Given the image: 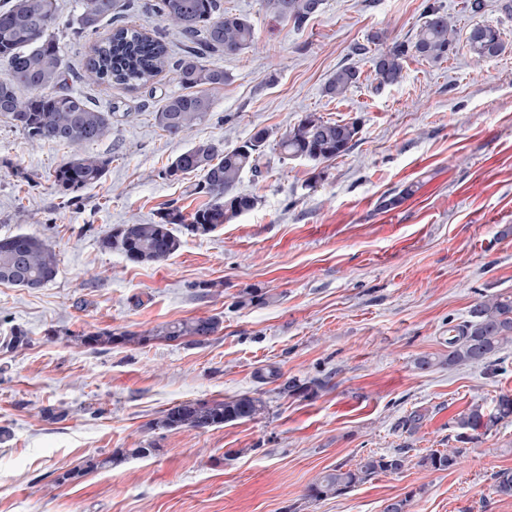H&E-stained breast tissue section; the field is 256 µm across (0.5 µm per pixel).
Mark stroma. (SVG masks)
Segmentation results:
<instances>
[{
    "mask_svg": "<svg viewBox=\"0 0 512 512\" xmlns=\"http://www.w3.org/2000/svg\"><path fill=\"white\" fill-rule=\"evenodd\" d=\"M222 2L251 19L258 43L207 57L229 79L212 92L211 116L173 138L154 120L181 90L173 68L135 89L81 82L95 39L72 34L78 0H57L69 87L112 115L111 134L85 148L112 160L98 184L61 194L52 173L69 148L30 141L0 116V237L38 234L60 258L40 290L0 284V336L19 327L29 338L0 350V512H382L405 496L409 512H512V499L491 489L492 475L512 468V418L466 444L452 423L471 404L490 411L512 394V342L489 367L447 362L449 327L484 297L512 295V15L503 0H483L475 14L463 0H324L298 27L274 21L260 0ZM430 3L447 12L456 53L408 58L400 82L378 87L368 34L412 40ZM117 20L163 38L171 60L182 56L178 34L144 0H117L100 34ZM476 23L502 32L492 62L476 63L465 44ZM342 66L360 80L336 100L323 88ZM310 112L358 123L347 154L243 172L237 189L255 207L210 235L183 234L165 263L100 249L119 225L206 202L199 175H162L191 145L230 150L265 129L272 150ZM198 317L220 321L208 341L159 338ZM102 330L136 339L81 344ZM423 357L429 369L418 368ZM292 378L316 381L314 394L281 393ZM245 393L266 401L261 418L150 427L177 403ZM414 412L421 426L406 430ZM147 443L154 454L132 455ZM458 446L455 470L419 464ZM399 450L400 473L307 498L326 471ZM90 460L98 466L88 471Z\"/></svg>",
    "mask_w": 512,
    "mask_h": 512,
    "instance_id": "35a3bbf8",
    "label": "stroma"
}]
</instances>
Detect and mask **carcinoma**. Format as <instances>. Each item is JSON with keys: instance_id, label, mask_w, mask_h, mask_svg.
Returning <instances> with one entry per match:
<instances>
[{"instance_id": "cac0c4a2", "label": "carcinoma", "mask_w": 512, "mask_h": 512, "mask_svg": "<svg viewBox=\"0 0 512 512\" xmlns=\"http://www.w3.org/2000/svg\"><path fill=\"white\" fill-rule=\"evenodd\" d=\"M265 12L277 21L300 26L319 12L323 0H261ZM187 43V50L176 62L180 94L166 98L155 113L158 126L173 137L188 134L210 114L213 99L210 90L228 80L220 69L207 67L204 57L221 52L236 55L255 43V28L241 14L224 11L221 0H156L146 3ZM116 0H79V13L72 34L81 37L97 32L101 23L112 17ZM57 0H12L0 10V57L7 60L9 72L0 77V115L34 142L53 141L75 152L52 174L63 194L95 185L104 177L111 159L81 152V148L106 137L112 131L109 113L91 106L68 87V70L59 40L51 31L57 12ZM367 40L377 46L371 64L379 86H390L402 78L403 64L410 56L431 63L448 59L455 48L453 28L448 14L429 5L415 40L398 41L384 30L370 33ZM466 45L480 62H490L504 51L499 29L475 24L466 32ZM169 61L167 44L141 28L121 25L96 42L80 73L88 84H117L125 87L146 85L163 72ZM359 81V71L341 67L328 79L324 92L340 99ZM354 122H333L309 113L280 137L277 147L282 159L304 158L320 164L344 155L358 135ZM269 133L260 129L232 150L221 141L198 142L179 154L163 171L167 178L190 172L202 173L200 191L208 203L187 217L176 207L159 212L152 224H123L99 240L104 251L122 253L135 264H161L178 253L183 241L181 227L192 235L204 236L251 210L256 199L237 191L242 173L255 174L270 166L266 151ZM58 254L54 246L32 233H16L0 238V284L40 289L58 273ZM219 320L199 317L167 325L159 336L168 341L191 337L204 342L217 332ZM147 337L112 331H99L81 337L91 348ZM512 342V296H495L477 302L470 320L455 329L448 338V365L487 364ZM28 344L27 333L14 328L0 340L3 349L16 350ZM266 402L250 395L232 400L184 401L165 410L153 421L154 429L205 430L224 423L254 420L264 415ZM512 416V395L499 397L494 410L487 412L473 404L458 413L455 425L459 438L470 440L490 431L498 422ZM462 450L433 451L419 464L434 471H450L460 464ZM406 458L395 455H367L355 467L341 466L318 477L307 489V497L321 500L349 492L382 473H398ZM493 493L512 497V469H501L492 476Z\"/></svg>"}]
</instances>
